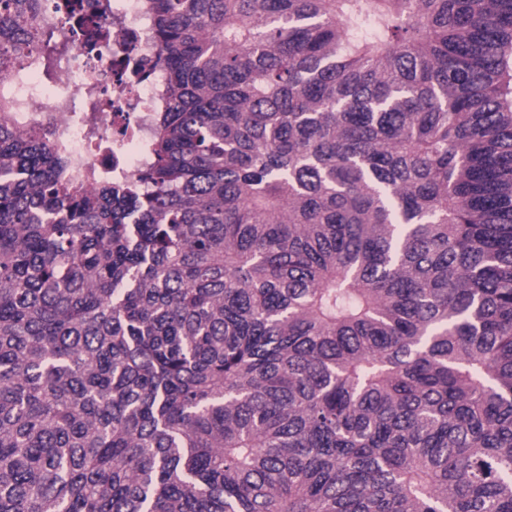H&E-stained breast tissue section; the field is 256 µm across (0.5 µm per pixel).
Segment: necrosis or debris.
Instances as JSON below:
<instances>
[{
  "label": "necrosis or debris",
  "instance_id": "4bbe7bcc",
  "mask_svg": "<svg viewBox=\"0 0 512 512\" xmlns=\"http://www.w3.org/2000/svg\"><path fill=\"white\" fill-rule=\"evenodd\" d=\"M40 0L38 21L68 49L53 75L24 64L9 83V119L19 130L40 127L67 152L73 169L92 186L93 177L130 179L149 161L155 109L165 94L163 72L146 0H111L106 39H89L98 0H82L76 16Z\"/></svg>",
  "mask_w": 512,
  "mask_h": 512
}]
</instances>
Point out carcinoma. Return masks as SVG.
<instances>
[{"mask_svg":"<svg viewBox=\"0 0 512 512\" xmlns=\"http://www.w3.org/2000/svg\"><path fill=\"white\" fill-rule=\"evenodd\" d=\"M147 8L135 177L0 99V512H512V0Z\"/></svg>","mask_w":512,"mask_h":512,"instance_id":"1","label":"carcinoma"}]
</instances>
